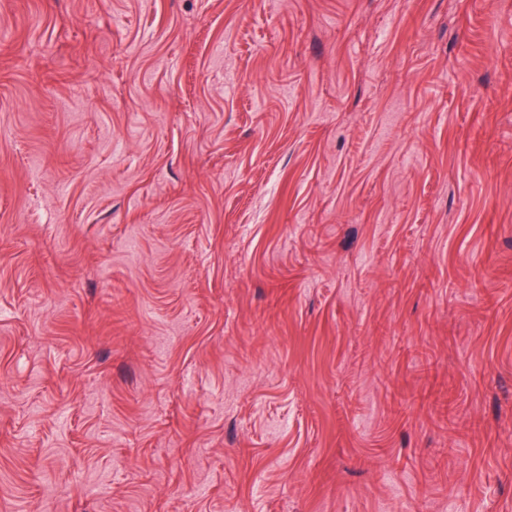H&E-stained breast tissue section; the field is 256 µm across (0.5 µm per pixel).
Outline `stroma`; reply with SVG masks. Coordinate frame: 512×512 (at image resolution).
I'll use <instances>...</instances> for the list:
<instances>
[{
	"label": "stroma",
	"instance_id": "obj_1",
	"mask_svg": "<svg viewBox=\"0 0 512 512\" xmlns=\"http://www.w3.org/2000/svg\"><path fill=\"white\" fill-rule=\"evenodd\" d=\"M0 512H512V0H0Z\"/></svg>",
	"mask_w": 512,
	"mask_h": 512
}]
</instances>
